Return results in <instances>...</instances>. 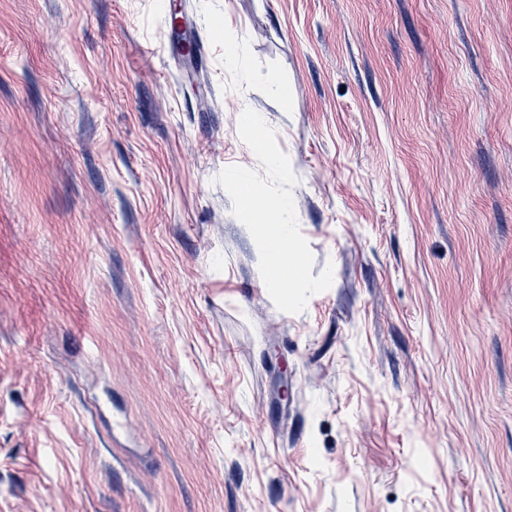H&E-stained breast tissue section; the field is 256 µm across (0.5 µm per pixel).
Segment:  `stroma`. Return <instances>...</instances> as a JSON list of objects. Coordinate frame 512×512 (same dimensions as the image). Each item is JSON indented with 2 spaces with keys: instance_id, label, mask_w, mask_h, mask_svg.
<instances>
[{
  "instance_id": "stroma-1",
  "label": "stroma",
  "mask_w": 512,
  "mask_h": 512,
  "mask_svg": "<svg viewBox=\"0 0 512 512\" xmlns=\"http://www.w3.org/2000/svg\"><path fill=\"white\" fill-rule=\"evenodd\" d=\"M167 2L0 0V512H512V0H179L192 79Z\"/></svg>"
}]
</instances>
